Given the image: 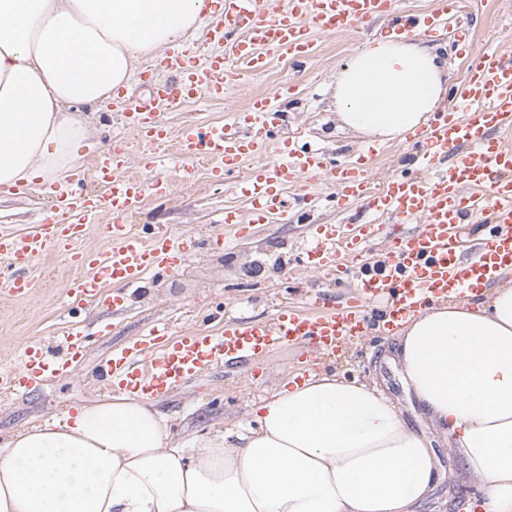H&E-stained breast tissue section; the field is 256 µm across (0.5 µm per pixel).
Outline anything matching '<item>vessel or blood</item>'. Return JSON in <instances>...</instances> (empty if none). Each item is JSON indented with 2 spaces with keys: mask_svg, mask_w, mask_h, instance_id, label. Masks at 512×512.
I'll return each instance as SVG.
<instances>
[{
  "mask_svg": "<svg viewBox=\"0 0 512 512\" xmlns=\"http://www.w3.org/2000/svg\"><path fill=\"white\" fill-rule=\"evenodd\" d=\"M456 7L457 0H431L426 15L396 16L392 31L401 38L432 35ZM394 11L393 0H224L223 17L205 24L211 47L206 61H198L190 45L168 48L164 64L174 81L121 102L123 122L141 146L139 155L124 145L95 154L90 166L46 185L49 204L27 232L0 227V288L16 298L27 296L36 259L56 252L74 270L64 284L67 297L97 299L110 285L113 305H121L123 288L145 275L172 271L190 251L185 236L167 228H156L146 240L132 231L128 220L144 200L170 194V173L185 171L187 161L210 163L211 177L219 179L247 157L271 149L275 158L252 167L238 184L258 221H287L285 187L322 177L338 200L359 203L388 223L413 225V232L390 239L382 258L373 261L360 258L358 250L381 234L378 223L320 226L305 250L307 262L332 273L344 253L359 267L346 307L328 311L318 302L313 311L302 312L285 306L269 323L226 321L217 336L190 329L174 336L159 324L110 352L98 371L103 381L155 396L195 375L233 369L300 343L308 346L312 371L367 331V311L374 303H383L382 326L391 332L427 305L466 300L511 272L512 143L489 137L493 131H512V53L499 46L476 50L469 76L453 91L448 107L410 135L419 159L416 172L382 183L367 168L332 166L324 153L283 138L288 116L277 106L284 96L280 89L254 97L248 112L231 121L185 130L175 152L160 151L169 135L162 112L201 96L223 98L226 84L262 73L272 58L314 56L318 46L311 30L351 32ZM101 214L112 221L102 228L105 247L92 250L85 244L86 229ZM473 223L485 225L486 233L467 248L462 228ZM85 348L82 331L74 328L63 330L55 354L31 341L17 364L0 367V392L33 389L48 376L66 373Z\"/></svg>",
  "mask_w": 512,
  "mask_h": 512,
  "instance_id": "b4317fda",
  "label": "vessel or blood"
}]
</instances>
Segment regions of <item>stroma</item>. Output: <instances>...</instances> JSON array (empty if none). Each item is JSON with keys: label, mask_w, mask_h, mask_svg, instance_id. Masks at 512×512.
Here are the masks:
<instances>
[{"label": "stroma", "mask_w": 512, "mask_h": 512, "mask_svg": "<svg viewBox=\"0 0 512 512\" xmlns=\"http://www.w3.org/2000/svg\"><path fill=\"white\" fill-rule=\"evenodd\" d=\"M387 19L372 20L363 30L348 34H316L319 52L301 62L273 60L268 70L249 80L229 84L220 100L202 97L163 113L171 132L221 121L229 113L245 112L250 98L288 84L293 97L286 110L288 122L300 134L301 143L318 145L335 163H368L377 178L416 168L414 151L404 138L382 144L370 154L359 135L339 129L333 104L336 73L356 51L387 36ZM472 35L475 44L497 43L512 47V0H471L466 8L451 13L446 27L428 38L448 61V84L458 85L471 60L460 43L461 34ZM97 132L83 146V158L112 147L116 140L132 141L110 105L96 115ZM233 178L218 183L210 179L208 165L197 161L189 175L172 179V193L165 198L147 197L133 225L135 233L148 236L157 225L177 234H194L204 244L192 251L181 266L161 278H147L129 290L123 307L115 308L92 299L64 300L62 287L69 274L63 256H42L41 276L24 298L0 296V366L12 363L23 344L33 338L54 347L59 331L70 321L81 323L90 333V348L83 361L67 374L46 378L34 390L0 396V440L39 422L74 411L84 400L108 395L93 374L111 350L140 336L158 321L172 332L198 328L216 334L223 330V315L247 312L257 322L271 318L274 304L302 302L308 295L324 293L335 306H343L352 285L351 273L342 283L325 279L300 255V245L319 226L361 220L357 204L337 201L323 179L285 190L288 205L297 214L292 224L251 225L245 235L224 221L228 210L249 216L250 209L233 186ZM45 205L41 188L18 193L0 186V226L27 229ZM392 339L376 325L364 336L346 345L340 355L326 360L322 368L347 379L377 384L400 408L410 426L430 430L431 424L408 395L397 364L389 359ZM307 349L296 346L277 355H260L237 372L211 371L157 397L158 408L170 415L176 428L209 431L243 416L270 395L284 377L303 372ZM445 473L438 494L445 499V512H466L473 489L464 483L448 458V446L436 442Z\"/></svg>", "instance_id": "35a3bbf8"}]
</instances>
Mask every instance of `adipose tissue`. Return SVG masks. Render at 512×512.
Masks as SVG:
<instances>
[{
    "label": "adipose tissue",
    "mask_w": 512,
    "mask_h": 512,
    "mask_svg": "<svg viewBox=\"0 0 512 512\" xmlns=\"http://www.w3.org/2000/svg\"><path fill=\"white\" fill-rule=\"evenodd\" d=\"M222 0H0V185L75 167L98 107ZM434 47L381 39L342 66L346 127L386 142L446 100ZM402 378L475 485L512 512V280L439 302L396 336ZM441 470L430 436L376 385L290 379L236 423L174 434L154 399L121 393L0 442V512H416Z\"/></svg>",
    "instance_id": "ef3b65f1"
}]
</instances>
